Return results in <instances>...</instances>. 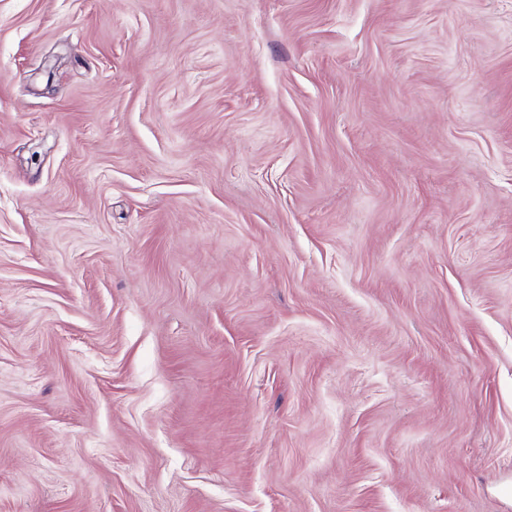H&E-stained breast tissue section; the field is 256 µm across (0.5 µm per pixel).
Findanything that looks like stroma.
<instances>
[{"label":"stroma","instance_id":"35a3bbf8","mask_svg":"<svg viewBox=\"0 0 512 512\" xmlns=\"http://www.w3.org/2000/svg\"><path fill=\"white\" fill-rule=\"evenodd\" d=\"M0 512H512V0H0Z\"/></svg>","mask_w":512,"mask_h":512}]
</instances>
